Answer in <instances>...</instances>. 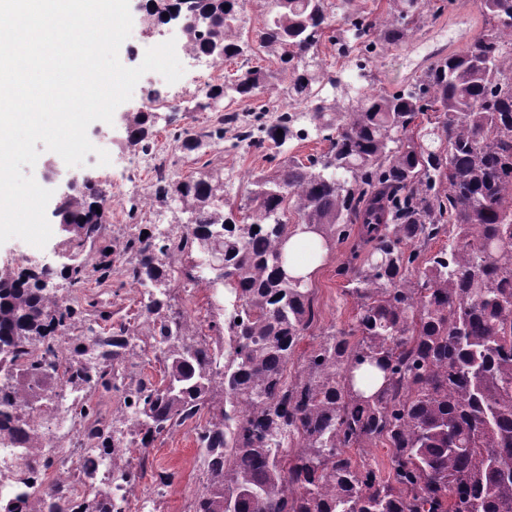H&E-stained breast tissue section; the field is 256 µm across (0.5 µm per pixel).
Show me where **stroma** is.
Returning a JSON list of instances; mask_svg holds the SVG:
<instances>
[{"mask_svg": "<svg viewBox=\"0 0 512 512\" xmlns=\"http://www.w3.org/2000/svg\"><path fill=\"white\" fill-rule=\"evenodd\" d=\"M425 22L419 30L408 33L397 45L385 47L373 57H365L359 44H352V64H364L365 77L362 85L374 93H393L404 88L415 75L431 65L439 56L462 50L469 40L478 36L483 27V17L476 0H423ZM130 12L134 19L128 39L121 45L118 57L127 67L141 64L146 50L167 40H175L177 46H184L185 37L175 24L155 26L152 34H145L139 22L144 12L143 0H130ZM323 67L331 74H340L345 63L329 42L318 47ZM262 65L277 69L275 56L250 43L243 56L224 62L205 58L198 60L184 58L183 76L175 83L166 84L156 72L145 73L136 84L131 98L118 108L119 114L112 123L93 122L87 131L91 143L111 152V165L67 166L56 153L42 151L31 173L44 188L52 190L54 196H61L66 182L72 177L92 173L98 180L111 187L114 201L107 215L109 236L120 242L139 227L148 226L174 235L180 234L185 220L177 207L161 206L155 201L154 176L151 172L131 174L129 163L137 155L136 147L126 145L125 123L121 116L136 113L142 109L148 93L157 92L181 102V110L157 112L153 115L152 133L158 151L162 152L172 167L173 178L188 177L203 163H210L212 169L232 171L237 179L228 188L226 197L232 206L243 205L251 188L254 174L274 172L283 161L296 157L307 159L318 155L327 148L316 134L307 138L293 137L279 148L254 150L248 153L227 149L221 152L206 151L201 158L183 152L175 140L176 134L187 127H201L213 123L215 113L198 112L194 109L197 101L203 100L207 84L234 73L242 65ZM55 169V177H48V169ZM54 232L44 248H36L21 239L13 238L0 244V269L17 267L20 254H29L33 264L47 265L63 270L69 263L64 243L66 233L58 231V217H50ZM357 236L329 251L316 269L309 287L312 292L315 317L305 331L296 348L293 360L301 362L303 355L319 342L322 334L330 328L347 329L353 326L356 304L348 295L347 279L340 276L339 268L351 256L357 243ZM180 275L173 281L171 304L190 320L194 329L216 340L212 322L223 321L234 301L233 295L211 294L201 285L187 280L191 270L190 262L179 264ZM81 294L105 303L112 313L113 322H132L137 330H145L143 321L135 314L143 299L141 287L128 283L121 268H114L108 279H89ZM170 473L174 481L164 495H155L154 490L162 474ZM206 482L202 455L196 444L194 424H187L172 433L157 439L148 450L147 470L143 485L147 493L144 504H132V512H192V505Z\"/></svg>", "mask_w": 512, "mask_h": 512, "instance_id": "obj_1", "label": "stroma"}]
</instances>
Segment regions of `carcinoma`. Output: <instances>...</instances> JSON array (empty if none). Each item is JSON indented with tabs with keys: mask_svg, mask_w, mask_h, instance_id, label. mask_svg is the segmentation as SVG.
Instances as JSON below:
<instances>
[{
	"mask_svg": "<svg viewBox=\"0 0 512 512\" xmlns=\"http://www.w3.org/2000/svg\"><path fill=\"white\" fill-rule=\"evenodd\" d=\"M388 2L397 19L378 42L396 45L421 27L424 12L420 0ZM203 9L210 23L189 30L186 47L219 61L242 55L239 0H208ZM327 10L326 0H267L256 38L282 69L228 75L195 105L220 112L224 99H251L289 70L282 95L304 105L328 142L305 162L291 157L254 175L241 220L224 214V178L206 168L156 180V202L176 203L187 215L183 234L141 229L110 253V206L99 181L62 200L63 223L81 228L68 240L74 294L48 287V267L35 276L17 270L0 294V446L23 448L37 435L24 432L26 415L52 400L58 379L79 392L122 394V423L84 396L71 412L88 448H117L128 436L141 468L157 438L207 411L196 433L206 485L193 512H512V0H479L480 36L403 89H343L330 98L322 92L339 82L322 73V38L343 49L374 24L357 18L327 37ZM423 98L434 122L416 135ZM151 118L142 110L128 118L130 144L150 146ZM293 122L280 113L239 138L257 149L280 147ZM222 140V119L177 135L188 153ZM289 212L316 225L329 251L354 224L371 245L351 279L355 324L325 333L291 377L288 365L314 311L308 283H287L279 269ZM447 234L451 243L423 258ZM87 246L98 247L103 270L137 255L126 277L160 288L141 305L146 334L124 323L98 326L110 312L76 295L88 281L78 261ZM216 250L227 265L210 269L212 282L235 294L224 325L213 324L222 346L165 310L172 265ZM49 336L67 337L69 354ZM140 343L158 348L173 388L136 373L130 359ZM364 366L383 373L369 395L356 387ZM379 446L389 451L384 475L349 452ZM129 476L112 460V484L95 488L81 512H124L114 489ZM15 477L16 493L0 512H22L31 498L24 471ZM69 493L54 484L49 501L27 512H64Z\"/></svg>",
	"mask_w": 512,
	"mask_h": 512,
	"instance_id": "carcinoma-1",
	"label": "carcinoma"
}]
</instances>
